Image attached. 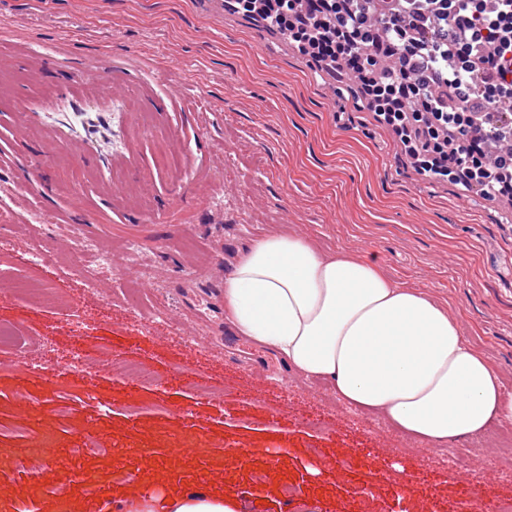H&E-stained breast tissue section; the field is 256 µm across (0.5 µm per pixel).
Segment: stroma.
<instances>
[{
	"mask_svg": "<svg viewBox=\"0 0 512 512\" xmlns=\"http://www.w3.org/2000/svg\"><path fill=\"white\" fill-rule=\"evenodd\" d=\"M23 54L42 56L40 69ZM107 70L127 77L124 97L101 80ZM5 82L32 100L66 85L127 113L134 164L116 175L144 195L135 205L103 196L87 162L40 133L20 136L18 106L0 95V202L11 212L0 223V324L31 337L36 362L0 351V473L36 462L34 478L0 482V512H97L103 497L124 505L149 492L161 503L191 490L233 512L512 501V425L457 441L470 462H497L472 487L432 448L237 335L224 280L207 274L231 271L277 230L368 256L446 308L512 389V210L422 179L369 113L339 109L333 78L214 0H0ZM31 167L50 193L30 195ZM157 209L164 222H141ZM34 246L47 263L25 261ZM96 246L112 269L90 286L61 261ZM29 280L49 284L52 300L15 289ZM77 355L86 368L74 374ZM114 361L136 374L118 379ZM90 438L105 455H76ZM143 447L168 454L146 458ZM239 448L256 449L252 465L240 466Z\"/></svg>",
	"mask_w": 512,
	"mask_h": 512,
	"instance_id": "35a3bbf8",
	"label": "stroma"
}]
</instances>
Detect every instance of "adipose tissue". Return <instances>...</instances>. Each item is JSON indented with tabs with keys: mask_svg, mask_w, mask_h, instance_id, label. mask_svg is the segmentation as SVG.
<instances>
[{
	"mask_svg": "<svg viewBox=\"0 0 512 512\" xmlns=\"http://www.w3.org/2000/svg\"><path fill=\"white\" fill-rule=\"evenodd\" d=\"M223 294L241 336L428 446L512 422V393L447 310L366 257L274 233L234 264Z\"/></svg>",
	"mask_w": 512,
	"mask_h": 512,
	"instance_id": "ef3b65f1",
	"label": "adipose tissue"
}]
</instances>
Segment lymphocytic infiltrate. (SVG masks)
<instances>
[{
	"label": "lymphocytic infiltrate",
	"instance_id": "obj_1",
	"mask_svg": "<svg viewBox=\"0 0 512 512\" xmlns=\"http://www.w3.org/2000/svg\"><path fill=\"white\" fill-rule=\"evenodd\" d=\"M396 136L416 171L512 200V0H233Z\"/></svg>",
	"mask_w": 512,
	"mask_h": 512
}]
</instances>
